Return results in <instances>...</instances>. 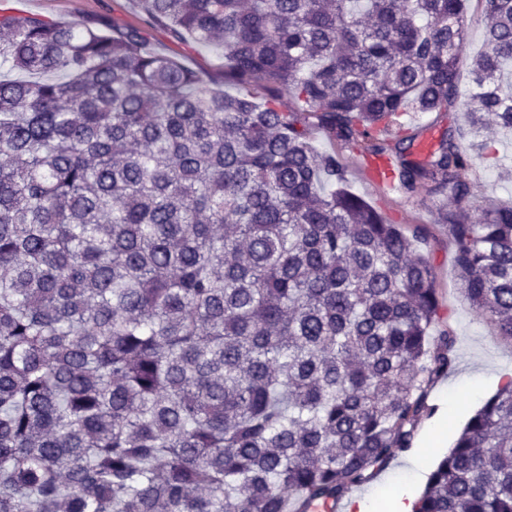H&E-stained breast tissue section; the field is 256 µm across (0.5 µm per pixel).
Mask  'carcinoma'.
Listing matches in <instances>:
<instances>
[{
  "label": "carcinoma",
  "mask_w": 512,
  "mask_h": 512,
  "mask_svg": "<svg viewBox=\"0 0 512 512\" xmlns=\"http://www.w3.org/2000/svg\"><path fill=\"white\" fill-rule=\"evenodd\" d=\"M138 2L241 89L138 28L0 7V512L335 504L412 448L455 360L425 229L351 190L344 152L441 201L461 292L512 341V206L468 179L500 163L487 121L512 131V0H484L463 99L465 0ZM455 108L468 133L409 159L399 115ZM413 512H512V378Z\"/></svg>",
  "instance_id": "1"
}]
</instances>
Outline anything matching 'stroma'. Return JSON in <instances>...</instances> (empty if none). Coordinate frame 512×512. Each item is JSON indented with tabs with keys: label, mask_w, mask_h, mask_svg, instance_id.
I'll list each match as a JSON object with an SVG mask.
<instances>
[{
	"label": "stroma",
	"mask_w": 512,
	"mask_h": 512,
	"mask_svg": "<svg viewBox=\"0 0 512 512\" xmlns=\"http://www.w3.org/2000/svg\"><path fill=\"white\" fill-rule=\"evenodd\" d=\"M4 6L26 14L38 15L62 23L98 25L103 32L113 27H136L144 36L146 46L155 53L176 59L195 70L205 81L219 84L224 80L223 55L177 38L170 30L149 23L138 0H0ZM472 20L467 48L457 65L458 87L461 94L472 88L470 61L483 44L481 17L482 0H466ZM406 126L418 134L413 149L414 159H424L449 128H465L467 117L462 112H406L400 117ZM350 185L359 195L383 209L398 223L428 225L427 241L418 243L421 252L429 254L436 269L437 286L447 327L456 340V360L447 376L438 380L429 394L432 413L418 425L414 446L410 452L397 456L372 482L356 488L345 499L342 512H355L354 500L365 502L369 512H390L391 491L400 487L424 488L430 470L444 456L469 417L495 393L505 376H512V343L493 336L486 323L463 299L458 289L452 264L454 246L446 227L435 224L432 203L426 195L404 203L394 195H383L366 179L359 164H351ZM470 181L482 188L481 204L512 203V178H503L499 170L482 160H475L469 172ZM424 468H417V461Z\"/></svg>",
	"instance_id": "stroma-1"
}]
</instances>
